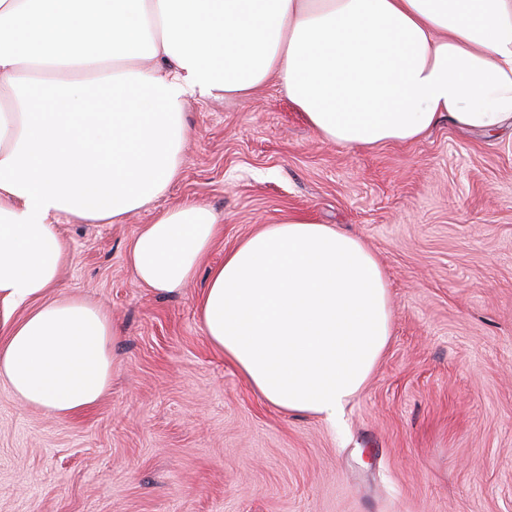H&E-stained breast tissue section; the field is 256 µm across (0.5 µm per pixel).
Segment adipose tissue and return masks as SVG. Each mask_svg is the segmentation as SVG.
Masks as SVG:
<instances>
[{"mask_svg":"<svg viewBox=\"0 0 512 512\" xmlns=\"http://www.w3.org/2000/svg\"><path fill=\"white\" fill-rule=\"evenodd\" d=\"M111 58L97 79L19 103V76ZM276 80L327 141L420 139L440 117L512 128V0H0V382L69 417L112 383L115 329L101 308L55 297L60 219L113 223L179 173L186 97L245 96ZM222 235L205 205L158 213L129 246L137 280L172 293ZM210 346L268 403L339 420L392 331L384 272L363 240L291 216L211 268L197 305Z\"/></svg>","mask_w":512,"mask_h":512,"instance_id":"ef3b65f1","label":"adipose tissue"}]
</instances>
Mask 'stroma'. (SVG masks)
<instances>
[{
  "label": "stroma",
  "instance_id": "stroma-1",
  "mask_svg": "<svg viewBox=\"0 0 512 512\" xmlns=\"http://www.w3.org/2000/svg\"><path fill=\"white\" fill-rule=\"evenodd\" d=\"M166 194L117 224L60 222L58 294L106 310L112 386L59 418L0 383V512H512V130L441 119L421 139L321 140L276 82L184 105ZM211 208L224 237L185 288L140 285L128 248L158 211ZM304 214L383 267L390 343L337 425L264 401L207 342L209 268Z\"/></svg>",
  "mask_w": 512,
  "mask_h": 512
}]
</instances>
